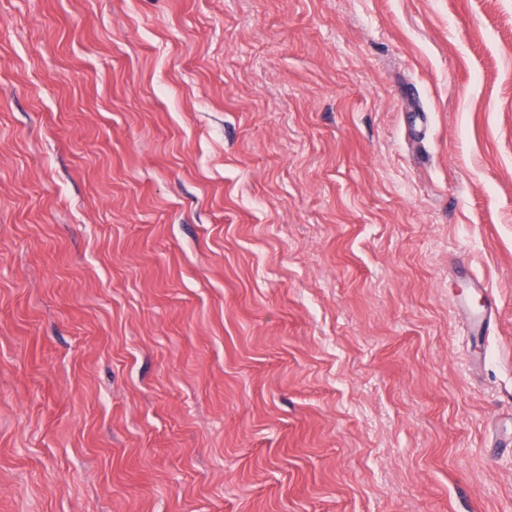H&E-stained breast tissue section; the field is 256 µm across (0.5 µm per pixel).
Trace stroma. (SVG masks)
<instances>
[{"label":"stroma","mask_w":512,"mask_h":512,"mask_svg":"<svg viewBox=\"0 0 512 512\" xmlns=\"http://www.w3.org/2000/svg\"><path fill=\"white\" fill-rule=\"evenodd\" d=\"M511 417L512 0H0V512H512ZM460 277L469 284L470 288L483 294L485 302L481 309L470 310L467 316L466 329L474 340L479 343L471 351L473 362H482L484 351L482 345L487 341L497 321V306L490 297L484 283L469 269L464 261L458 263L456 270Z\"/></svg>","instance_id":"stroma-1"}]
</instances>
